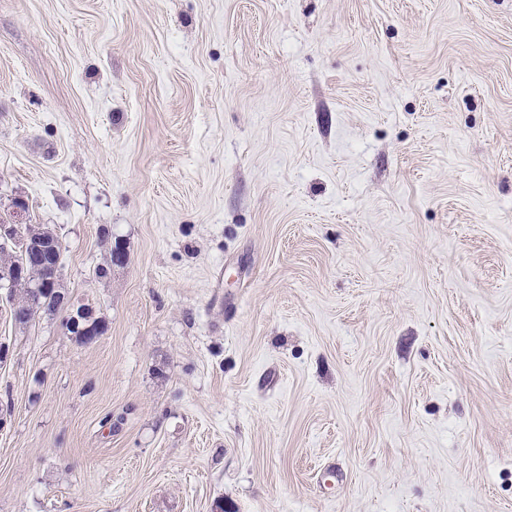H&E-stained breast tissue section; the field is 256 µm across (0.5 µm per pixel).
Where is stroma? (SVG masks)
<instances>
[{"label":"stroma","mask_w":512,"mask_h":512,"mask_svg":"<svg viewBox=\"0 0 512 512\" xmlns=\"http://www.w3.org/2000/svg\"><path fill=\"white\" fill-rule=\"evenodd\" d=\"M19 199L0 512H512V0H0ZM16 243L23 245V250L31 255L42 257L48 255L51 248L58 249L61 243L57 237L52 241L37 236L28 231V224L16 222L15 224H0V246L8 249ZM0 247V272L1 269H14L20 265H31L28 254L23 252L21 247L18 250L9 249L7 252L2 251ZM38 268L39 273L37 274L18 272L17 270L12 273L6 272L2 274V277L7 278L5 281L8 283L9 290L13 288L19 290L18 292H15V290L9 292L10 301H13L14 306V318L19 324L29 323L40 311L49 314L61 311L56 306V296L52 291H48L57 288V283L61 279L57 264L45 259ZM24 288L36 294L48 291L42 294L40 300L41 307L36 304V295ZM15 307L19 309L22 316L16 317ZM70 314H71V316H70ZM70 314H69V316H67V318L65 320V326L66 327H67L66 323H67V321L69 320L70 317H71V328L75 329L78 332H84L86 329L91 327L89 329V331H88L90 333L89 335L85 334V335H82V336H76L78 338V340L80 341V343H82V344H89L90 340L94 336H96L99 333H104L105 330H106V323L100 317H96L97 321H95L93 326H91L92 325V323H91L88 326L79 327L80 319L81 320H86L87 319L88 321H91L92 317L95 314V311L93 310L92 307L81 309L79 311V315H80L81 318H79L76 315V312H70Z\"/></svg>","instance_id":"35a3bbf8"}]
</instances>
